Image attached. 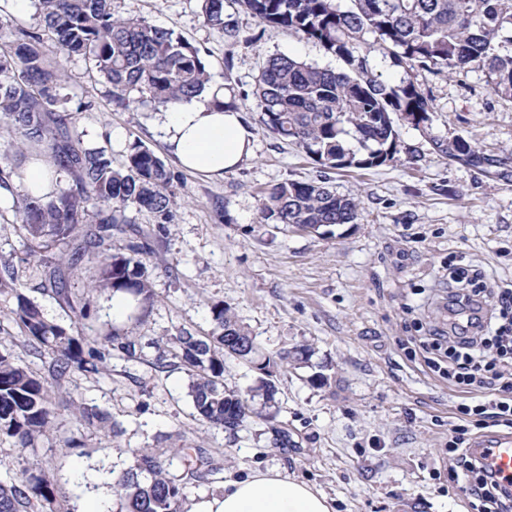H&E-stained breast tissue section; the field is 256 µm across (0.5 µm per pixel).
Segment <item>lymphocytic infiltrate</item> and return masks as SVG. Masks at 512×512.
I'll list each match as a JSON object with an SVG mask.
<instances>
[{"label":"lymphocytic infiltrate","instance_id":"obj_1","mask_svg":"<svg viewBox=\"0 0 512 512\" xmlns=\"http://www.w3.org/2000/svg\"><path fill=\"white\" fill-rule=\"evenodd\" d=\"M450 278L458 284L456 303L478 305L481 314L472 335L455 337L448 346L434 336L425 346L448 364L449 380L481 393L483 399L457 407L460 423L451 429L448 472L473 512H512V493L466 449L470 428L503 426L512 430V289L483 287L481 272L465 268L453 269Z\"/></svg>","mask_w":512,"mask_h":512}]
</instances>
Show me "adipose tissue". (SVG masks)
<instances>
[{"instance_id": "obj_1", "label": "adipose tissue", "mask_w": 512, "mask_h": 512, "mask_svg": "<svg viewBox=\"0 0 512 512\" xmlns=\"http://www.w3.org/2000/svg\"><path fill=\"white\" fill-rule=\"evenodd\" d=\"M228 91L175 104L160 114L164 140L184 170L223 177L253 152V133L237 109H218ZM196 512H333L330 500L306 482L277 469L227 481L220 494L202 500Z\"/></svg>"}]
</instances>
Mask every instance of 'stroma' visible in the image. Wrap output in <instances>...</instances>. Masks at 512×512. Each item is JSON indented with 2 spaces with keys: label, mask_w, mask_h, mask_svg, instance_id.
Here are the masks:
<instances>
[{
  "label": "stroma",
  "mask_w": 512,
  "mask_h": 512,
  "mask_svg": "<svg viewBox=\"0 0 512 512\" xmlns=\"http://www.w3.org/2000/svg\"><path fill=\"white\" fill-rule=\"evenodd\" d=\"M113 9L188 39L212 84L232 88L254 135L252 155L224 177L185 171L151 106L118 107L92 62L68 61L69 107L84 145L105 149L118 165L141 141L180 184L171 224L161 229L149 212L134 215L157 256L175 267L155 271V301L134 335L168 336L183 327L207 333L209 305L221 301L261 354L307 343L311 364L275 369L285 446L256 418L232 439L200 425L184 369L115 358L106 373L74 376L59 391L109 412L124 429L120 437L93 432L81 452L44 444L22 459L0 444V464L16 472L58 469V496L74 512H110L115 496L103 471L129 467L133 449L155 447L170 434L222 451L220 473L190 489L184 512L219 494L226 480L267 468L313 485L335 512H471L448 479L446 454L466 395L428 366L419 339L431 329L454 333L449 267L481 270L491 288L512 283V175L493 179L447 155L449 139L459 136L512 161V105L492 93L482 71L450 77L371 53L382 80L413 81L431 98L430 121L420 128L397 121V151L383 165L331 172L336 193L359 204L356 223L303 233L263 217L261 198L284 180L316 179L321 168L261 125L250 93L270 57L290 55L328 69L342 68V61L244 12L238 25L257 39L232 40L205 23L200 0H114ZM316 366L327 385L309 383Z\"/></svg>",
  "instance_id": "35a3bbf8"
}]
</instances>
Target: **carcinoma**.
<instances>
[{"mask_svg":"<svg viewBox=\"0 0 512 512\" xmlns=\"http://www.w3.org/2000/svg\"><path fill=\"white\" fill-rule=\"evenodd\" d=\"M41 23L11 24L0 8V38L14 50L0 53V120L14 139L0 147V189L22 177L19 156L47 154L71 182L47 193L29 192L14 201L15 231L25 243L17 262L0 265V308L39 356L38 371L18 355L0 350V442L23 457L57 439L60 403L53 385L76 372L98 374L117 357L143 359L155 350L158 369L183 367L195 418L209 428L237 432L252 413L241 390L224 383V363L234 358L260 373L250 392L270 408L276 384L271 359H260L254 338L222 303L210 307L214 327L206 336L186 328L143 343L114 327L99 336L89 324L93 294L125 292L136 301L131 317L141 321L154 302V251L127 211L146 209L159 229L170 223L176 193L164 160L139 142L115 166L101 148H86L72 135L68 107L70 76L65 61L90 60L125 109L156 110L204 94L210 77L198 49L144 18L114 14L112 0H33ZM233 12H228V9ZM205 22L234 40L249 42L235 14L245 12L264 26L293 31L319 43L344 63L320 68L287 55L269 58L252 95L261 123L305 152L326 171L368 169L397 152L395 118L430 121L431 100L412 81L391 84L373 74L369 54L379 52L398 66H419L452 76L483 71L497 98L512 104V0H202ZM261 212L281 224L316 233L353 224L358 204L336 194L329 178L286 180L264 196ZM91 273L89 288H72L71 271ZM36 272L42 291L67 313L69 324L49 318L41 304L20 291ZM300 345L277 354L279 361L309 362ZM73 430L60 440L82 447L86 429L116 433V423L97 405L72 399L65 406ZM134 465L115 474L117 512H183L188 489L220 471L215 451L203 445L140 448ZM178 462L180 474L169 473ZM57 474H0V512H70L56 491Z\"/></svg>","mask_w":512,"mask_h":512,"instance_id":"cac0c4a2","label":"carcinoma"}]
</instances>
